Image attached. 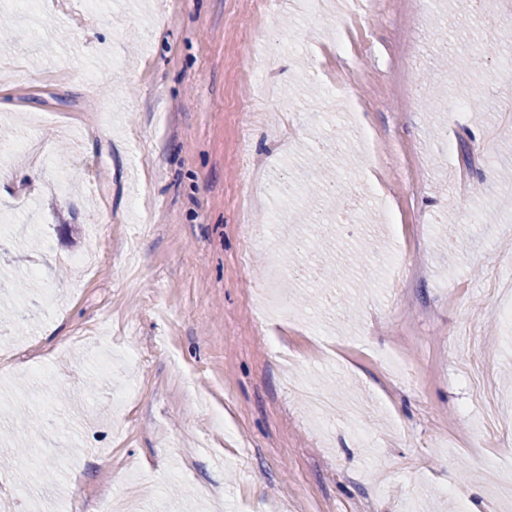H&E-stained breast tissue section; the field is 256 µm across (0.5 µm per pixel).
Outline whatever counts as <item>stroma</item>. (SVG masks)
<instances>
[{"mask_svg": "<svg viewBox=\"0 0 512 512\" xmlns=\"http://www.w3.org/2000/svg\"><path fill=\"white\" fill-rule=\"evenodd\" d=\"M246 2L0 0V512H512V77L442 65L511 9L359 0L357 55L336 0H268L258 76ZM246 220L276 252L242 260ZM300 385L363 411L317 429Z\"/></svg>", "mask_w": 512, "mask_h": 512, "instance_id": "obj_1", "label": "stroma"}]
</instances>
